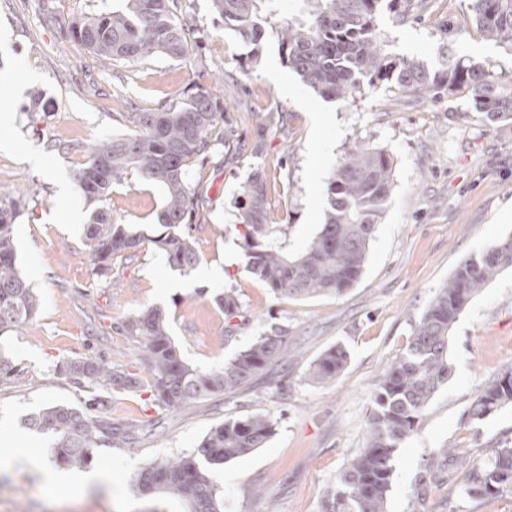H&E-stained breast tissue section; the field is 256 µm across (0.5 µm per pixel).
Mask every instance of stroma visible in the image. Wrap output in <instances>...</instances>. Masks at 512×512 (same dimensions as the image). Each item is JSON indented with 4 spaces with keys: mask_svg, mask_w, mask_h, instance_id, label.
<instances>
[{
    "mask_svg": "<svg viewBox=\"0 0 512 512\" xmlns=\"http://www.w3.org/2000/svg\"><path fill=\"white\" fill-rule=\"evenodd\" d=\"M118 0H0V206L15 208L18 266L40 298L37 315L0 335V351L18 372L0 382V512H150L151 501L131 489L149 461L192 452L215 425L255 414L270 416L275 432L264 447L210 465L224 495V512H319L323 487L363 448L373 395L402 354L414 324L437 288L466 257L512 235V121L491 122L463 96L427 101L384 88L350 101L322 98L284 61L277 30L298 0H277L271 28L252 52L213 9L211 0H178L201 45L190 56H155L100 68L66 37L69 21L111 10ZM469 0H429L409 22L381 10L379 28L389 52L439 66L441 49L489 63L512 80V52L483 40L471 22ZM204 89L225 106L229 145H216L188 179L205 200L191 217L199 257L188 270L169 266L151 240L161 230L163 192L137 173L114 184L112 218L143 242L114 258L98 277L85 240L90 211L72 180L85 157L77 144L108 137L130 107L154 109ZM370 145L394 159L395 188L369 246L363 273L340 296L276 297L245 269L236 224L239 188L255 168L267 179L269 223L279 225L289 252H300L324 222L327 180L349 149ZM235 288L236 318H226L215 295ZM159 307L186 361L220 366L254 337L281 329L296 342L279 361L235 393H221L174 412L152 405L148 389L116 392L108 418L157 423L137 452L97 448L82 467L57 466L45 436L27 419L50 404L77 405L82 387L57 365L99 353L119 369L141 373L138 338L125 335V317ZM348 350L344 371L330 383L306 377L327 347ZM451 375L432 399L415 433L398 449L387 512H418L424 466L438 449L466 448L490 457L512 439V405L482 422L468 409L486 383L512 366V268L486 285L458 316L448 346ZM60 471L67 489L48 475ZM104 478L83 486L90 472ZM459 465L443 468L426 500L436 512H512V492L461 501ZM160 512H184L167 498Z\"/></svg>",
    "mask_w": 512,
    "mask_h": 512,
    "instance_id": "35a3bbf8",
    "label": "stroma"
}]
</instances>
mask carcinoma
<instances>
[{
	"label": "carcinoma",
	"instance_id": "cac0c4a2",
	"mask_svg": "<svg viewBox=\"0 0 512 512\" xmlns=\"http://www.w3.org/2000/svg\"><path fill=\"white\" fill-rule=\"evenodd\" d=\"M213 11L240 39L259 49L267 35L273 0H211ZM298 15L281 26L280 50L302 80L321 96L345 101L366 88L426 100L441 93L463 94L473 109L492 122L512 121V80L500 81L484 62L448 56L442 68L429 70L419 61L385 49L377 26L382 0H299ZM399 20L407 19L421 0H389ZM477 33L512 52V0H471ZM100 63L143 61L156 55L183 58L192 31L178 12L177 0H121L109 12L87 14L67 25ZM128 132L114 134L85 148L86 161L72 179L88 207L91 221L85 239L94 271L103 276L112 259L135 249L141 236L112 221L107 201L112 186L135 172L164 191L159 224L165 232L152 243L168 265L193 267L196 255L187 219L201 193L190 185L189 167L209 156L224 126V105L196 90L153 110L124 112ZM394 161L381 148L360 145L346 154L327 181L325 222L298 254H290L266 224L267 181L255 170L240 188L237 223L243 228L246 271L276 296L309 299L339 296L360 278L375 226L382 222L395 188ZM15 215L0 207V335L27 323L39 306L37 295L18 268L13 226ZM512 267V236L490 243L476 257L462 260L448 282L436 290L412 330L405 352L383 374L368 417L364 448L350 457L320 497L319 512H387V499L399 446L417 429L434 395L448 382L449 333L471 299L500 271ZM231 319L240 312L233 288L214 298ZM122 329L141 341L138 361L150 380L157 407L178 409L192 401L233 391L284 358L291 338L273 331L255 338L223 365L200 370L186 362L170 334L167 316L151 308L122 321ZM342 344L325 349L309 366L307 377L328 383L345 369ZM63 375L78 386L110 390L139 387L136 375L112 367L95 354L63 363ZM512 404V368L490 380L472 401L469 417L481 421ZM108 397L92 394L84 406L49 405L28 418V425L51 440L56 461L85 465L96 447L132 448L152 428L114 425L103 416ZM274 434L265 415L226 420L214 427L189 454L157 458L141 468L136 490L177 497L188 512H224V494L208 466L244 457ZM512 488V439L494 454L474 463L459 490L462 499Z\"/></svg>",
	"mask_w": 512,
	"mask_h": 512
}]
</instances>
